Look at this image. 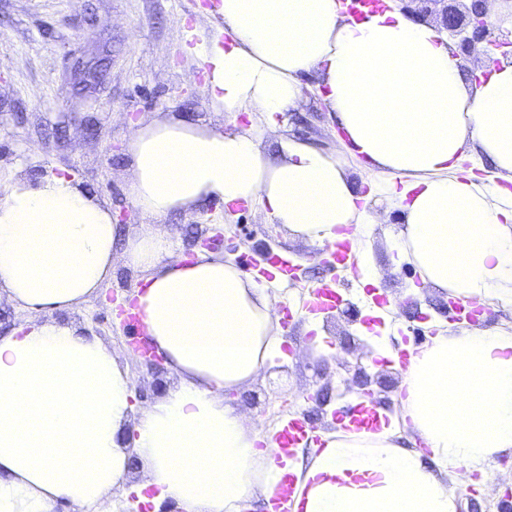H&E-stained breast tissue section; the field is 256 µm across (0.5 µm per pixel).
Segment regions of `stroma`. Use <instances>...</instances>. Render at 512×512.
Here are the masks:
<instances>
[{
	"label": "stroma",
	"instance_id": "stroma-1",
	"mask_svg": "<svg viewBox=\"0 0 512 512\" xmlns=\"http://www.w3.org/2000/svg\"><path fill=\"white\" fill-rule=\"evenodd\" d=\"M215 0H0V188L19 177L46 174L77 177L113 213H125L121 241L113 250L112 277L96 297L70 310L32 311L0 300V336L33 317L76 326L96 336L127 368L137 412H144L178 383L170 369L136 363L130 350L138 331L121 322L119 308L129 302L142 274L128 265L123 239L140 234L148 222L131 198L132 174L126 150L132 131L154 118L176 116L210 128L228 127L227 113L209 103L206 73L196 53L209 44L220 20ZM108 57L104 82L92 92L74 90L78 64ZM295 136L317 148L337 151L342 133L315 87H307L293 112L277 126L264 127L263 146L276 155L280 138ZM375 224L361 233L356 252L369 266V287L380 289L389 308L383 326L373 316L354 278L342 283L349 315L310 318L296 314L283 331V355L259 377L234 393L232 403L261 435H268L289 413L302 414L317 434L336 431V417L358 399V372L380 375L373 390L389 424L399 425L397 396L401 377L390 365L388 347L418 346L447 328L448 295L422 283L415 267L394 260L391 235L400 212L383 195L370 204ZM176 244V257L201 253L224 257L236 266L270 252L288 254L299 280L273 291L278 303L300 304L324 271L319 248L269 222L259 205L231 210L211 202L152 222ZM322 339L328 356L318 355ZM371 358H364V351ZM323 391L324 403L305 401ZM485 474L459 490L460 512H499L512 488V459L497 458Z\"/></svg>",
	"mask_w": 512,
	"mask_h": 512
}]
</instances>
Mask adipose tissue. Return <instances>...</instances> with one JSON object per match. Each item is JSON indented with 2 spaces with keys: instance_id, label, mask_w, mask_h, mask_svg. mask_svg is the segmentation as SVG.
<instances>
[{
  "instance_id": "1",
  "label": "adipose tissue",
  "mask_w": 512,
  "mask_h": 512,
  "mask_svg": "<svg viewBox=\"0 0 512 512\" xmlns=\"http://www.w3.org/2000/svg\"><path fill=\"white\" fill-rule=\"evenodd\" d=\"M216 11L223 26L202 56L211 106L271 126L316 75L345 153L285 138L273 160L257 127L155 119L127 149L144 217L256 202L269 223L323 246L372 221L348 155L395 201L396 257L423 283L512 305V191L458 173L471 144L512 178V62L465 82L447 37L394 6L358 18L341 0H219ZM118 235L111 208L73 179L17 178L0 194V292L34 311L73 308L110 280ZM173 250L150 228L125 245L144 274L133 292L144 338L180 377L134 441L124 438L129 373L96 337L49 320L0 336V512H52L61 501L86 512L136 463L142 489L182 512H249L284 470L297 477L292 512H457L447 474L512 454V332L443 330L401 371L409 436L331 432L321 451L280 464L224 400L281 354L273 298L232 262L187 263Z\"/></svg>"
}]
</instances>
